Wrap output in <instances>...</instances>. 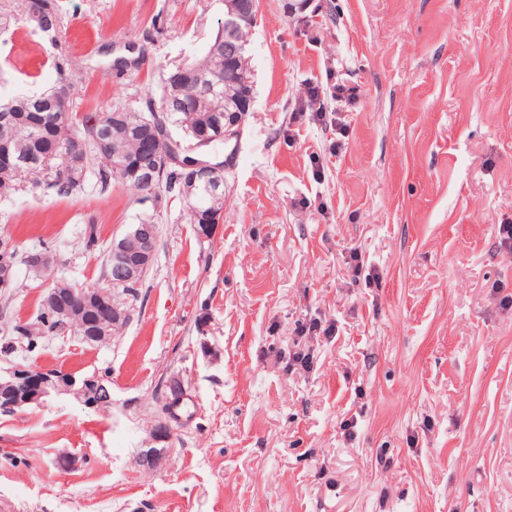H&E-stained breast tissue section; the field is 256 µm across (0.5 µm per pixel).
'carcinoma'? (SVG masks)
<instances>
[{
  "label": "carcinoma",
  "instance_id": "1",
  "mask_svg": "<svg viewBox=\"0 0 512 512\" xmlns=\"http://www.w3.org/2000/svg\"><path fill=\"white\" fill-rule=\"evenodd\" d=\"M26 21L50 44L56 41L62 23V13L56 0H21ZM227 36L219 30L206 53L182 65L174 66L163 78L159 98L160 113L149 109L141 112L133 107L116 104L95 124L80 122L54 105L57 83L72 82L70 60L65 55L53 59L57 74L55 82L37 93H19L0 104V142L9 143L18 157L32 161L20 170H0V196L22 190L24 179L58 195H72L84 190L93 180L105 191L117 180L130 189L140 190L139 181L127 175L128 168L158 169L155 184H165L169 193L179 192V174L173 164L158 158L150 147L154 138L153 121L179 130L177 141L186 146L200 137L210 139L215 146V121L234 108L238 100L252 95L253 83H243L228 96L224 81L232 78L238 65L249 66V57L237 63L225 50ZM76 138L80 142L79 162L71 166L63 153L57 151L58 140ZM224 214V189L201 188L197 197L188 201L189 221L202 224L211 216ZM61 320L40 299L39 314L30 322L27 349L33 351L48 336L58 335Z\"/></svg>",
  "mask_w": 512,
  "mask_h": 512
}]
</instances>
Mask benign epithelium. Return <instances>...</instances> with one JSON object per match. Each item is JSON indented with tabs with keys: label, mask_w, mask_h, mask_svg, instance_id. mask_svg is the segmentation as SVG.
Instances as JSON below:
<instances>
[{
	"label": "benign epithelium",
	"mask_w": 512,
	"mask_h": 512,
	"mask_svg": "<svg viewBox=\"0 0 512 512\" xmlns=\"http://www.w3.org/2000/svg\"><path fill=\"white\" fill-rule=\"evenodd\" d=\"M257 22V15L245 10L242 0H224V33L229 34L243 26L252 27ZM244 121L242 111H231L224 114V139L236 135ZM176 164L187 169L181 186V193L189 198L195 189L204 185L217 188L220 186L219 174L222 168L205 162L196 161ZM138 246L129 251L125 247L112 248V269L120 273V279L112 281V285H121L133 280L136 275L144 274L151 266L157 242L156 228L152 224H138L135 227ZM19 251L16 242L8 237H0V294L10 295L17 287ZM48 306L58 309L65 315L63 331L71 332L84 342L100 343L106 340L104 333L108 327H114L126 321L127 310L112 303V292L100 289L92 295H62L56 288L47 289ZM95 310L107 318L109 326H101L91 336L83 333L84 326L78 324L84 313ZM9 384L11 389L0 391V409L14 411L26 405L39 404L51 395H71L86 407H96L87 403V399L101 392H109L101 378L93 374L78 378L71 372L53 371L35 367L18 366L7 372L6 381L0 380V387Z\"/></svg>",
	"instance_id": "7a95c632"
}]
</instances>
